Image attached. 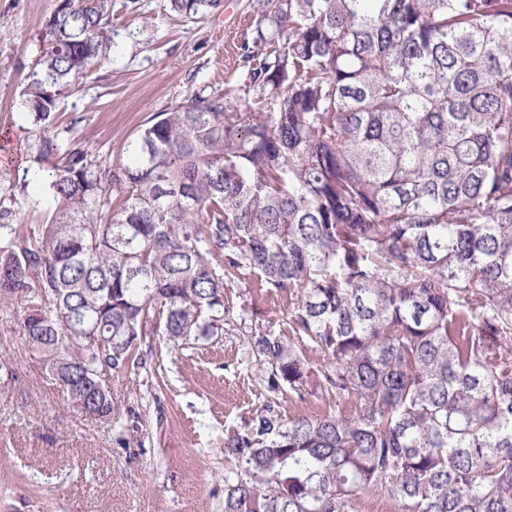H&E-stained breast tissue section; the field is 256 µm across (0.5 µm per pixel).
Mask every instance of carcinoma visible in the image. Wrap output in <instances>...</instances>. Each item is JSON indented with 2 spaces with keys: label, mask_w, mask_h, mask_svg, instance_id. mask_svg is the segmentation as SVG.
Here are the masks:
<instances>
[{
  "label": "carcinoma",
  "mask_w": 512,
  "mask_h": 512,
  "mask_svg": "<svg viewBox=\"0 0 512 512\" xmlns=\"http://www.w3.org/2000/svg\"><path fill=\"white\" fill-rule=\"evenodd\" d=\"M221 0H171L187 18ZM253 105L193 94L117 160L48 169L44 224H0V309L71 401L93 374L224 325V276L288 293L255 337L269 386L336 412L260 410L224 440V512H512V0H256ZM112 0H62L23 92L34 122L110 62ZM373 508H379V510L373 511ZM397 509L398 504L387 495L383 497L360 494L355 498L351 512H397Z\"/></svg>",
  "instance_id": "carcinoma-1"
}]
</instances>
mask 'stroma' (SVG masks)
I'll return each instance as SVG.
<instances>
[{"label": "stroma", "instance_id": "obj_1", "mask_svg": "<svg viewBox=\"0 0 512 512\" xmlns=\"http://www.w3.org/2000/svg\"><path fill=\"white\" fill-rule=\"evenodd\" d=\"M59 0H0V218L41 224L48 164L40 138L61 149L119 151L142 120L195 92L222 96L242 112L243 47L252 0H223L213 14L187 20L169 0H112L111 61L93 68L45 123L20 105ZM23 303L0 311V354L15 381L0 386V512H224V439L244 431L264 407L282 418L335 411V399L306 388L270 389L271 368L250 349L253 336L288 335V297L240 275L224 290L218 336L182 346L161 332L142 337L145 359L113 377L112 422L92 420L68 401L42 358L14 327ZM138 422H130L129 411Z\"/></svg>", "mask_w": 512, "mask_h": 512}]
</instances>
